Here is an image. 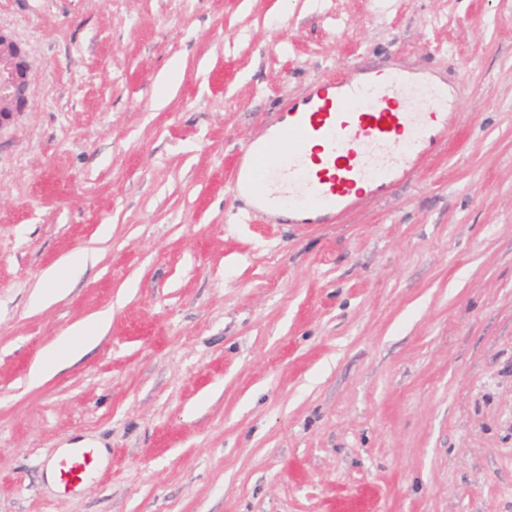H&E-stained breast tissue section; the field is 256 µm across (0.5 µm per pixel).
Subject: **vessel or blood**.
<instances>
[{"instance_id": "vessel-or-blood-1", "label": "vessel or blood", "mask_w": 512, "mask_h": 512, "mask_svg": "<svg viewBox=\"0 0 512 512\" xmlns=\"http://www.w3.org/2000/svg\"><path fill=\"white\" fill-rule=\"evenodd\" d=\"M460 103L427 74L362 68L349 81L313 83L267 137L246 149L233 185L252 213L272 218L288 204L297 224H332L385 194L452 127ZM52 468L69 488L97 470L94 449L74 448Z\"/></svg>"}]
</instances>
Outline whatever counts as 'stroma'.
I'll list each match as a JSON object with an SVG mask.
<instances>
[{
    "label": "stroma",
    "instance_id": "1",
    "mask_svg": "<svg viewBox=\"0 0 512 512\" xmlns=\"http://www.w3.org/2000/svg\"><path fill=\"white\" fill-rule=\"evenodd\" d=\"M0 33V512H512V0H0ZM363 66L455 87L441 146L335 223L248 216L245 147ZM25 71L21 48L0 33V128L26 104ZM87 262V256L82 251L69 255L61 268L47 270L42 276L41 290L37 299L42 305L53 302L67 288L70 274L79 270ZM111 324L108 313L83 319L72 326L66 336L60 337L49 353L36 359L29 368L28 379L39 383L48 379L81 358ZM52 468L60 482L69 488L84 484L97 471V458L92 448H72L55 457Z\"/></svg>",
    "mask_w": 512,
    "mask_h": 512
}]
</instances>
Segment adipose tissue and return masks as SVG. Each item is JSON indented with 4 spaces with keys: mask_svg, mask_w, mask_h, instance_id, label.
<instances>
[{
    "mask_svg": "<svg viewBox=\"0 0 512 512\" xmlns=\"http://www.w3.org/2000/svg\"><path fill=\"white\" fill-rule=\"evenodd\" d=\"M110 324L111 316L107 313L74 324L66 336L53 344L48 354L32 363L28 372L29 381L42 382L81 358L105 334Z\"/></svg>",
    "mask_w": 512,
    "mask_h": 512,
    "instance_id": "adipose-tissue-1",
    "label": "adipose tissue"
}]
</instances>
